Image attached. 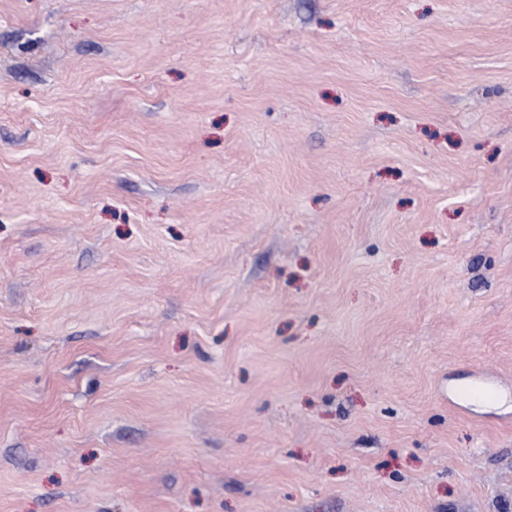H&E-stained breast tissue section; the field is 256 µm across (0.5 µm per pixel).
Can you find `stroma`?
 Returning a JSON list of instances; mask_svg holds the SVG:
<instances>
[{"label":"stroma","mask_w":512,"mask_h":512,"mask_svg":"<svg viewBox=\"0 0 512 512\" xmlns=\"http://www.w3.org/2000/svg\"><path fill=\"white\" fill-rule=\"evenodd\" d=\"M0 512H512V0H0Z\"/></svg>","instance_id":"obj_1"}]
</instances>
